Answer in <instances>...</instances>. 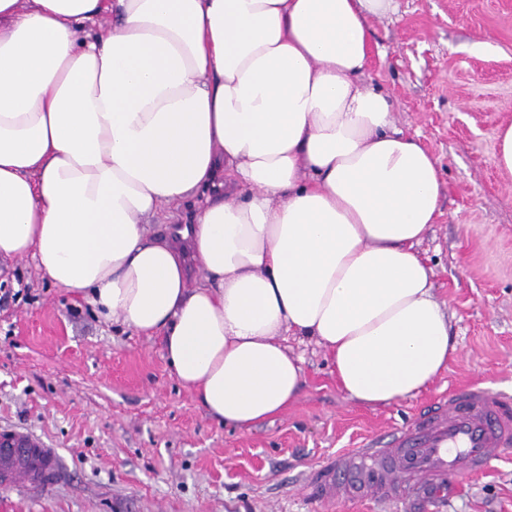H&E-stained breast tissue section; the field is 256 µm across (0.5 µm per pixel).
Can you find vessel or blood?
Here are the masks:
<instances>
[{
	"instance_id": "obj_1",
	"label": "vessel or blood",
	"mask_w": 512,
	"mask_h": 512,
	"mask_svg": "<svg viewBox=\"0 0 512 512\" xmlns=\"http://www.w3.org/2000/svg\"><path fill=\"white\" fill-rule=\"evenodd\" d=\"M512 447V398L475 383L420 411L384 439H372L337 455L310 481L315 497L344 490L386 503L405 499L435 502L448 494L450 478L485 471ZM60 465L57 449L40 435L0 427V485L17 477L47 485Z\"/></svg>"
}]
</instances>
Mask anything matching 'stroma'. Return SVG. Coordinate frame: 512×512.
Returning <instances> with one entry per match:
<instances>
[{
	"label": "stroma",
	"instance_id": "35a3bbf8",
	"mask_svg": "<svg viewBox=\"0 0 512 512\" xmlns=\"http://www.w3.org/2000/svg\"><path fill=\"white\" fill-rule=\"evenodd\" d=\"M366 82L397 129L437 159L440 214L418 251L449 315L457 353L415 397L349 399L327 351L287 339L304 360L297 401L240 430L209 416L167 364L162 340L102 319L43 277L0 259V424L61 454L52 485L0 487V512H405L369 499H313L323 462L413 418L449 385L512 392V174L494 161L512 123V0H395L370 21ZM438 512H512V450L482 474L448 481Z\"/></svg>",
	"mask_w": 512,
	"mask_h": 512
}]
</instances>
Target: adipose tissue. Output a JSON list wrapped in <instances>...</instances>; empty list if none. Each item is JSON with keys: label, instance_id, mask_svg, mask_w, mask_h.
Segmentation results:
<instances>
[{"label": "adipose tissue", "instance_id": "obj_1", "mask_svg": "<svg viewBox=\"0 0 512 512\" xmlns=\"http://www.w3.org/2000/svg\"><path fill=\"white\" fill-rule=\"evenodd\" d=\"M393 2L0 0V258L161 337L241 430L297 400L289 334L361 405L421 393L456 347L414 251L438 163L364 80ZM202 192L190 229L149 235Z\"/></svg>", "mask_w": 512, "mask_h": 512}]
</instances>
